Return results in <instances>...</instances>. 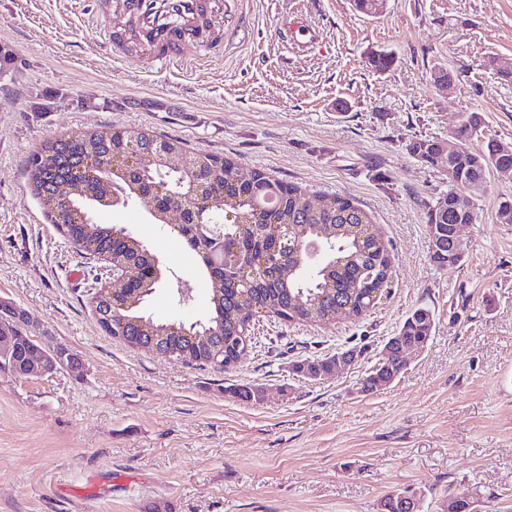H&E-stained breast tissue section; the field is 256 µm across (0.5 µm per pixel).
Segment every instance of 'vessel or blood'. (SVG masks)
<instances>
[{
	"label": "vessel or blood",
	"instance_id": "vessel-or-blood-1",
	"mask_svg": "<svg viewBox=\"0 0 512 512\" xmlns=\"http://www.w3.org/2000/svg\"><path fill=\"white\" fill-rule=\"evenodd\" d=\"M113 9L132 19V30H109L113 42L134 40L157 63H181L183 47L193 44L196 55L223 53L224 43L213 36L214 0H112Z\"/></svg>",
	"mask_w": 512,
	"mask_h": 512
}]
</instances>
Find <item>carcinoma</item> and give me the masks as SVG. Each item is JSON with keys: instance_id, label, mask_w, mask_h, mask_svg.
<instances>
[{"instance_id": "carcinoma-1", "label": "carcinoma", "mask_w": 512, "mask_h": 512, "mask_svg": "<svg viewBox=\"0 0 512 512\" xmlns=\"http://www.w3.org/2000/svg\"><path fill=\"white\" fill-rule=\"evenodd\" d=\"M492 143L488 140L482 151L471 150L467 156L480 180L500 163L491 155ZM120 153V130H75L46 141L27 161L32 195L42 202H57L56 210L46 215L63 237L78 241L79 251L109 265L114 253L123 260L126 278L113 281L119 300L140 295L145 283L138 271L152 266L153 257L124 228L84 219L82 213L112 199L110 177L98 166ZM208 158L177 140L170 142L169 153L154 171L162 192L132 196L129 201L149 213L183 209L186 224L224 226V265L229 275H210V317L196 325L176 320L157 323L136 307L120 311L112 327L105 328L107 334L132 348L168 353L170 359L187 365L228 369L241 357L253 316L260 310L285 323L318 325L335 321L348 304L356 317L373 307L375 290L387 289L392 279L394 256L364 210L341 197L329 198L324 208L312 210L302 188L261 172L254 183L239 185L233 181L236 162L226 158L222 166L209 165ZM193 160L204 169L210 202L199 213L191 201L167 195L169 185ZM229 211L239 221L226 220ZM281 224H293L302 238L322 244L325 258L313 274L282 246ZM430 314L427 307L415 309L397 335L427 344L430 336L423 318Z\"/></svg>"}]
</instances>
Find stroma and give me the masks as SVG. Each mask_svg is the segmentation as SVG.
Segmentation results:
<instances>
[{
  "label": "stroma",
  "mask_w": 512,
  "mask_h": 512,
  "mask_svg": "<svg viewBox=\"0 0 512 512\" xmlns=\"http://www.w3.org/2000/svg\"><path fill=\"white\" fill-rule=\"evenodd\" d=\"M115 23L109 0H0V299L29 314L43 347L84 366L77 378L0 371V512H380L396 489L420 512L456 497L512 512V224L499 220L512 174L452 186L409 149L474 113L471 149L512 142V78L498 73L512 57V0H388L376 17L350 0H233L223 54L188 66L112 45L100 31ZM306 26L312 44L287 47L283 32ZM373 50L394 65L372 69ZM442 69L452 91L434 80ZM111 126L230 157L315 203L353 199L392 245L388 292L329 325L257 318L227 371L129 348L92 310L103 263L49 223L25 169L44 141ZM450 191L475 220L461 230L463 260L441 269L427 224ZM97 216L159 261L145 315L206 319L209 280L169 226L134 205ZM421 306L435 315L426 349L392 385L362 392ZM347 349L361 353L347 373L293 370ZM246 387L264 400L236 398Z\"/></svg>",
  "instance_id": "1"
}]
</instances>
